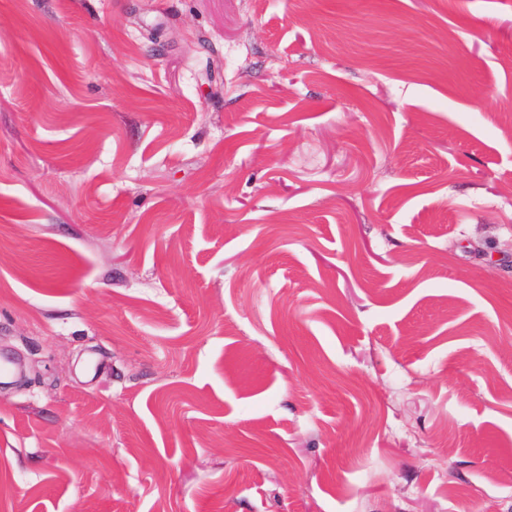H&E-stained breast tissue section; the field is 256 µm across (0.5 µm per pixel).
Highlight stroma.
Returning a JSON list of instances; mask_svg holds the SVG:
<instances>
[{
  "label": "stroma",
  "instance_id": "1",
  "mask_svg": "<svg viewBox=\"0 0 512 512\" xmlns=\"http://www.w3.org/2000/svg\"><path fill=\"white\" fill-rule=\"evenodd\" d=\"M0 357V512H512V0H0Z\"/></svg>",
  "mask_w": 512,
  "mask_h": 512
}]
</instances>
